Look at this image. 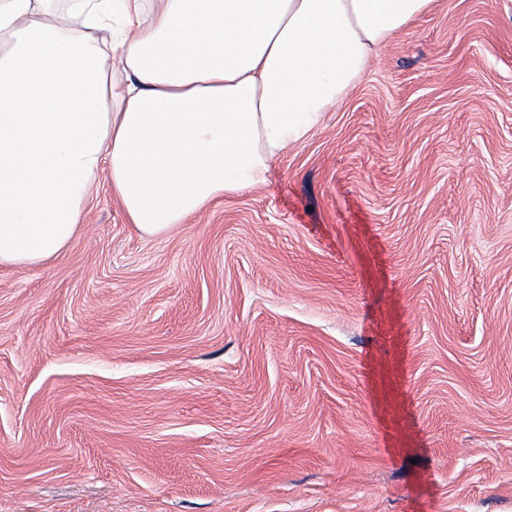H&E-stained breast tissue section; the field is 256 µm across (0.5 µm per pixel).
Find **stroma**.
<instances>
[{"label": "stroma", "mask_w": 512, "mask_h": 512, "mask_svg": "<svg viewBox=\"0 0 512 512\" xmlns=\"http://www.w3.org/2000/svg\"><path fill=\"white\" fill-rule=\"evenodd\" d=\"M0 512H512V0H432L265 185L101 179L0 268Z\"/></svg>", "instance_id": "obj_1"}]
</instances>
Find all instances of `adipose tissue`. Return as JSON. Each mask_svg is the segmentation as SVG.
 <instances>
[{"label":"adipose tissue","instance_id":"1","mask_svg":"<svg viewBox=\"0 0 512 512\" xmlns=\"http://www.w3.org/2000/svg\"><path fill=\"white\" fill-rule=\"evenodd\" d=\"M0 0V267L47 265L100 178L163 235L264 184L432 0Z\"/></svg>","mask_w":512,"mask_h":512}]
</instances>
